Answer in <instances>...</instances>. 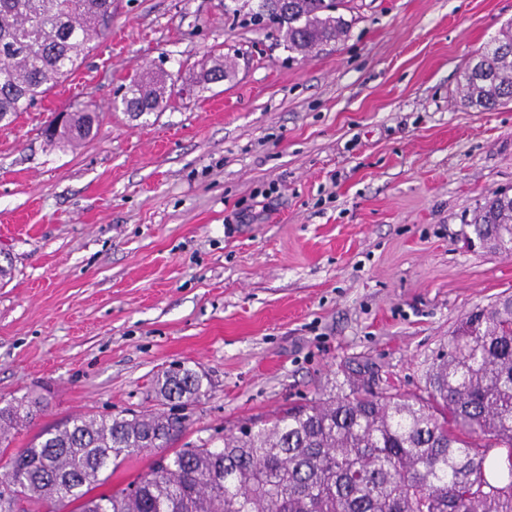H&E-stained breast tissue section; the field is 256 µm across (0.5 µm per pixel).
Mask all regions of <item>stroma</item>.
I'll return each mask as SVG.
<instances>
[{
	"label": "stroma",
	"mask_w": 512,
	"mask_h": 512,
	"mask_svg": "<svg viewBox=\"0 0 512 512\" xmlns=\"http://www.w3.org/2000/svg\"><path fill=\"white\" fill-rule=\"evenodd\" d=\"M224 2L115 0L0 128V398L44 400L11 451L86 412L169 411L196 445L357 384L413 394L459 320L512 294V255L469 242L512 189V104L460 97L512 0H346L345 37L308 56ZM223 57L233 77L203 82ZM145 71L174 95L138 116L122 88ZM87 101L94 134L47 146ZM179 365L200 401L159 395Z\"/></svg>",
	"instance_id": "obj_1"
}]
</instances>
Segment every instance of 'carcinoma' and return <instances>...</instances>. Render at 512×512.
Segmentation results:
<instances>
[{
	"label": "carcinoma",
	"mask_w": 512,
	"mask_h": 512,
	"mask_svg": "<svg viewBox=\"0 0 512 512\" xmlns=\"http://www.w3.org/2000/svg\"><path fill=\"white\" fill-rule=\"evenodd\" d=\"M268 20L288 49L308 54L347 32L341 0H274ZM112 25V0H0V124L32 108ZM464 98L491 111L512 102V31L464 74ZM165 82L136 77L127 112L159 110ZM96 106L51 121V146L88 138ZM475 237L512 255V199L477 211ZM161 394L195 401L202 376L177 367ZM43 410L38 397L0 400V447ZM183 422L146 412L84 414L44 431L10 459L0 512H512V297L464 316L420 393L354 388L294 403L257 427L177 448ZM145 450L158 454L125 487L93 494L104 472Z\"/></svg>",
	"instance_id": "carcinoma-1"
}]
</instances>
